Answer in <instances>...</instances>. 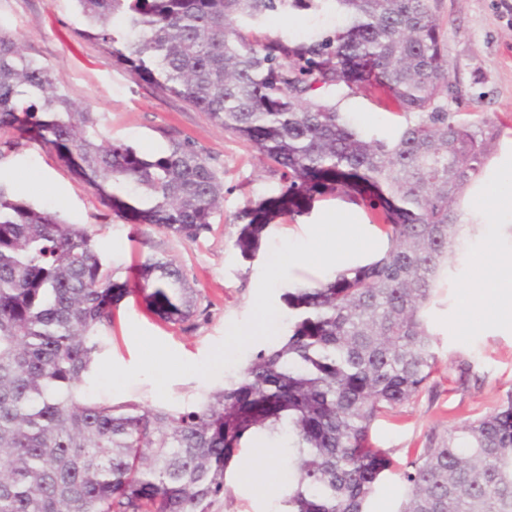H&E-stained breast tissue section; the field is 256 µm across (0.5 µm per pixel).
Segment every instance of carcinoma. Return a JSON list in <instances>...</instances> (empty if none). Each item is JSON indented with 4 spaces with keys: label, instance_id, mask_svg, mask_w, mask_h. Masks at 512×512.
<instances>
[{
    "label": "carcinoma",
    "instance_id": "1",
    "mask_svg": "<svg viewBox=\"0 0 512 512\" xmlns=\"http://www.w3.org/2000/svg\"><path fill=\"white\" fill-rule=\"evenodd\" d=\"M338 22L291 47L268 17L317 11ZM116 64L253 144L303 199L351 177L388 248L379 260L285 294L288 339L258 352L241 381L183 411L113 404L89 391L108 347L112 306L137 288L172 325L197 326L183 270L150 254L136 280L114 279L97 239L0 180V512H221L228 461L266 432L288 448L294 481L279 512H364L384 451L373 421L425 389L437 358L424 312L445 261L463 244L456 198L486 162L481 131L448 111L446 44L434 0H77ZM402 117L388 141L367 138L329 101L362 91L358 66ZM145 156L103 138L49 66L0 27V161L21 141L53 151L116 216L197 241L224 176L194 142L163 133ZM147 197L132 205L119 185ZM404 471L399 512H512V392L492 412L427 435Z\"/></svg>",
    "mask_w": 512,
    "mask_h": 512
}]
</instances>
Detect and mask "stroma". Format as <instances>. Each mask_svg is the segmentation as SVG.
<instances>
[{"label": "stroma", "mask_w": 512, "mask_h": 512, "mask_svg": "<svg viewBox=\"0 0 512 512\" xmlns=\"http://www.w3.org/2000/svg\"><path fill=\"white\" fill-rule=\"evenodd\" d=\"M436 15L447 40L448 81L453 90L448 110L479 122L488 154L496 156L512 141V14L502 8L501 0H438ZM335 22L329 9L289 11L272 18L267 31L294 45L312 29ZM0 26L17 35L28 57L52 68L70 98L96 113L107 138L151 154L166 146V133L188 137L223 171L224 201L213 217V232L183 243L159 232L147 248L136 224L116 217L93 187L77 181L40 144L27 143L0 162V179L29 202L40 206L49 200L69 221L102 225L98 246L111 259L118 280H125L126 268L135 259L151 252L181 265L194 292L209 303L207 320L184 332L147 313L142 297H124L113 308L108 358L124 368L135 365L138 349L132 329L137 326L183 359L202 361L231 323L249 317L271 247L284 239L304 240V228L316 221V214L308 210L284 215L280 223L269 226L264 249L242 257L233 247L239 225L248 223L249 212L273 200L283 188L279 174L269 171L252 144L224 132L205 112L160 95L116 65L106 46L84 36L76 0H0ZM337 107L351 115L367 137L385 139L394 132L389 113L373 93L338 100ZM494 246L512 249V224L498 226L493 244L486 242L482 225H475L462 249L448 260L444 284L425 312L437 370L416 398L373 422L372 442L388 454L392 466L377 481L366 512H398L405 494L401 474L408 451L423 447L430 431L471 422L498 407L512 390V328L468 302L484 274L477 260ZM335 275L332 269L291 268L289 280L274 292L280 315L277 335L251 344L233 367L215 378L174 379L168 386L170 408L200 404L236 383L258 351L286 341L292 321L285 293L333 280ZM283 466L281 451L256 460L251 449H239L227 469L232 497L224 512H278L288 483ZM260 469L272 472V479L260 480L256 475Z\"/></svg>", "instance_id": "35a3bbf8"}]
</instances>
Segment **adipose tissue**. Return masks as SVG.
Wrapping results in <instances>:
<instances>
[{"label":"adipose tissue","instance_id":"ef3b65f1","mask_svg":"<svg viewBox=\"0 0 512 512\" xmlns=\"http://www.w3.org/2000/svg\"><path fill=\"white\" fill-rule=\"evenodd\" d=\"M512 180V147L499 157L471 187L472 204L464 216L469 224H482L487 235H494L499 224L512 223V191L498 193V186ZM471 302L491 310L494 318L512 326V252L496 254L486 276L478 283Z\"/></svg>","mask_w":512,"mask_h":512}]
</instances>
